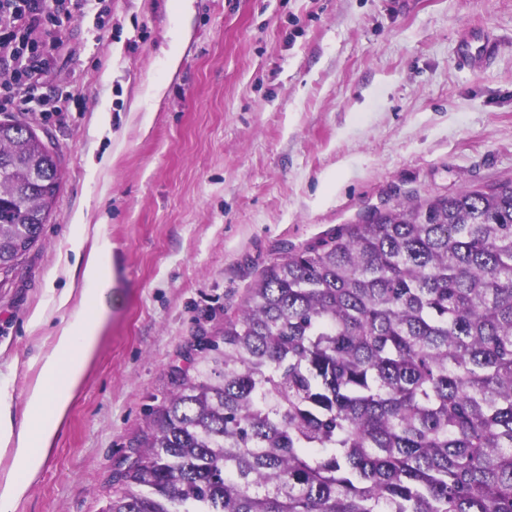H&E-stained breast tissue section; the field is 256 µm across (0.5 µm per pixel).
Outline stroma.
I'll return each mask as SVG.
<instances>
[{"instance_id":"obj_1","label":"stroma","mask_w":512,"mask_h":512,"mask_svg":"<svg viewBox=\"0 0 512 512\" xmlns=\"http://www.w3.org/2000/svg\"><path fill=\"white\" fill-rule=\"evenodd\" d=\"M178 21L174 0H95L53 34L40 91H71L79 111L9 115L36 128L61 172L41 242L0 276L14 415L55 329L86 310L77 296L49 303L69 283L75 209L112 244L97 351L14 512H103L200 357L197 339L221 340L288 251L376 210L512 177V0H191L172 71L163 51ZM474 30L498 54L469 68L457 52ZM39 308L48 321L35 326Z\"/></svg>"}]
</instances>
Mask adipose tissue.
<instances>
[{
    "mask_svg": "<svg viewBox=\"0 0 512 512\" xmlns=\"http://www.w3.org/2000/svg\"><path fill=\"white\" fill-rule=\"evenodd\" d=\"M70 249L86 260L70 264L68 275L79 281L85 299H93L111 274V245L102 237L88 250L83 238L76 237ZM98 338L99 317L92 309L56 330L54 347L40 359L39 379L28 390L21 419H14L9 403L0 398V446L13 455L12 471L0 483V512H14L36 481Z\"/></svg>",
    "mask_w": 512,
    "mask_h": 512,
    "instance_id": "obj_1",
    "label": "adipose tissue"
}]
</instances>
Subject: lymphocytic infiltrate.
<instances>
[{"mask_svg": "<svg viewBox=\"0 0 512 512\" xmlns=\"http://www.w3.org/2000/svg\"><path fill=\"white\" fill-rule=\"evenodd\" d=\"M91 0H0V112L20 107L52 116L70 111L77 95L68 93L46 104L37 85L57 28L84 14Z\"/></svg>", "mask_w": 512, "mask_h": 512, "instance_id": "lymphocytic-infiltrate-1", "label": "lymphocytic infiltrate"}]
</instances>
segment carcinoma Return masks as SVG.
<instances>
[{
  "mask_svg": "<svg viewBox=\"0 0 512 512\" xmlns=\"http://www.w3.org/2000/svg\"><path fill=\"white\" fill-rule=\"evenodd\" d=\"M0 122V272L57 155ZM163 406L105 512H512V178L274 262Z\"/></svg>",
  "mask_w": 512,
  "mask_h": 512,
  "instance_id": "carcinoma-1",
  "label": "carcinoma"
}]
</instances>
